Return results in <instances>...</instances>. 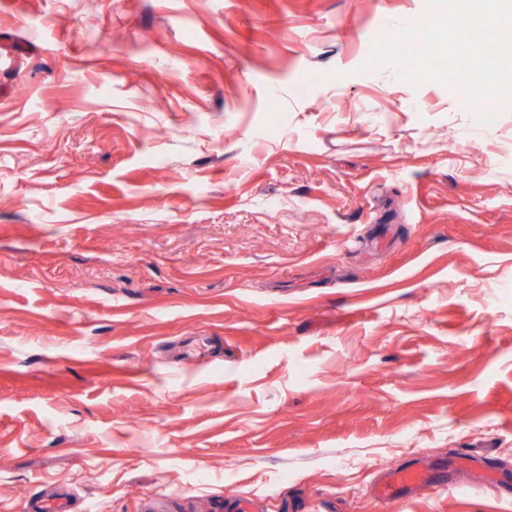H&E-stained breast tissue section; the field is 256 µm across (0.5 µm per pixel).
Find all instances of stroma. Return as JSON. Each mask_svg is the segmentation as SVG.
Returning a JSON list of instances; mask_svg holds the SVG:
<instances>
[{"mask_svg": "<svg viewBox=\"0 0 512 512\" xmlns=\"http://www.w3.org/2000/svg\"><path fill=\"white\" fill-rule=\"evenodd\" d=\"M425 9L0 0L5 512H512V107L360 69ZM455 474L456 469L446 467L435 469L418 461L391 470L379 485L377 495L382 499H391L399 492L408 493L419 488L445 490L448 487L463 493L466 485Z\"/></svg>", "mask_w": 512, "mask_h": 512, "instance_id": "obj_1", "label": "stroma"}]
</instances>
